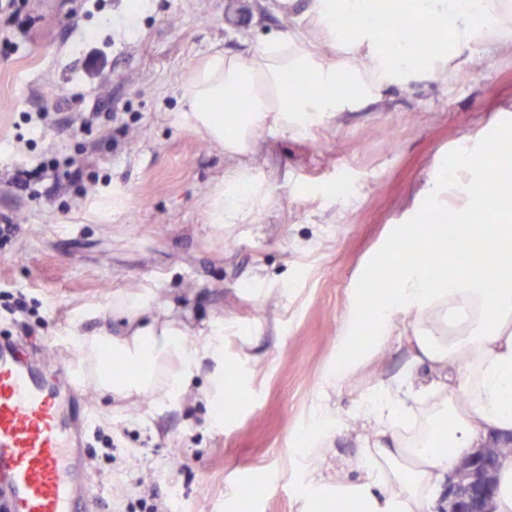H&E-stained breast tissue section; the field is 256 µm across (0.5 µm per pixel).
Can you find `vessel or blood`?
<instances>
[{"mask_svg":"<svg viewBox=\"0 0 512 512\" xmlns=\"http://www.w3.org/2000/svg\"><path fill=\"white\" fill-rule=\"evenodd\" d=\"M80 378L23 363L0 346V483L9 512H98V490L77 468L86 406Z\"/></svg>","mask_w":512,"mask_h":512,"instance_id":"obj_1","label":"vessel or blood"}]
</instances>
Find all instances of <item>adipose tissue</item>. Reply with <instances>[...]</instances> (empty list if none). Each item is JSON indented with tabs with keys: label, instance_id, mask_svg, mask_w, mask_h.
Listing matches in <instances>:
<instances>
[{
	"label": "adipose tissue",
	"instance_id": "ef3b65f1",
	"mask_svg": "<svg viewBox=\"0 0 512 512\" xmlns=\"http://www.w3.org/2000/svg\"><path fill=\"white\" fill-rule=\"evenodd\" d=\"M289 23L305 24L302 41L287 37L269 42L249 57L215 53L190 80L189 117L231 154L248 150L258 124L272 120L288 128L303 119L320 120L357 106L352 95L332 91L350 77L361 80L365 94L378 96L385 83H406L418 68L416 56L400 43H384L375 17L390 8L391 0H313L296 12L297 0H278ZM496 0H414L418 16L448 21L455 55L473 53L479 17H496ZM354 12L367 22L353 32L337 30V11ZM338 48L336 61L321 63L316 49ZM247 97L251 106L233 126L225 125L218 108ZM512 148V140L467 139L435 166L420 191V205L451 210L458 227L471 222L475 189L512 197V176L493 177L489 156ZM260 202V192L246 168L224 176V184L210 200V220L238 224ZM386 285L369 299L356 298L336 346V360L327 375L331 386L377 356L390 336L405 339L404 372L374 387L367 415L379 427L366 440L360 475L353 480L311 479L303 492V512H348L359 502L364 512H425L436 505L462 460L475 449L489 448L494 438L512 437V279L482 267L464 270L449 279L436 278L417 263L399 262L384 267ZM144 302L128 306L138 325L131 335L102 331L83 337L85 359L101 363L106 354L138 368L135 378H95L97 389L118 397L141 395L157 381L150 362L167 360L165 384L175 397L193 377L197 357L186 347L183 331L172 322L142 319ZM427 372L428 382L417 380ZM449 420L444 439L436 427Z\"/></svg>",
	"mask_w": 512,
	"mask_h": 512
}]
</instances>
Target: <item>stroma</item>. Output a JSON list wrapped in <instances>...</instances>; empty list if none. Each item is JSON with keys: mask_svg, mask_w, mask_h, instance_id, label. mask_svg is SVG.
<instances>
[{"mask_svg": "<svg viewBox=\"0 0 512 512\" xmlns=\"http://www.w3.org/2000/svg\"><path fill=\"white\" fill-rule=\"evenodd\" d=\"M269 0H18L22 30L0 47V341L38 340L46 362L83 363L73 337L107 328L130 335L120 313L134 299L173 319L197 370L178 399L152 391L100 395L84 465L103 512H238L254 480L271 481L251 512H299L305 479L295 454L313 405L328 400L350 426L321 450L322 472L357 477L375 430L369 386L397 374L405 350L379 358L338 389L326 375L342 318L386 256L402 257L395 224L433 220L413 207L437 162L464 138L512 131V54L479 29L478 84L456 61L385 85L353 112L285 129L261 123L230 157L187 118L193 72L215 51L246 56L287 31ZM70 164L82 177L12 185L16 169ZM246 167L265 203L240 224H213L209 201L230 166ZM346 184L347 197L336 195ZM23 304L26 328L9 307ZM224 324V360L204 355ZM234 363L233 411L213 409V381Z\"/></svg>", "mask_w": 512, "mask_h": 512, "instance_id": "1", "label": "stroma"}]
</instances>
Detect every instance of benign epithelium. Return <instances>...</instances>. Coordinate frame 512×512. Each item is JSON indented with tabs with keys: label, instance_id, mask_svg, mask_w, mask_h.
I'll return each mask as SVG.
<instances>
[{
	"label": "benign epithelium",
	"instance_id": "obj_1",
	"mask_svg": "<svg viewBox=\"0 0 512 512\" xmlns=\"http://www.w3.org/2000/svg\"><path fill=\"white\" fill-rule=\"evenodd\" d=\"M495 452V448H483L470 457L466 467L458 470L456 481L449 484L445 492L448 512H474L471 506L475 498L480 502V512H490L486 507L488 478L496 461L490 459L489 455Z\"/></svg>",
	"mask_w": 512,
	"mask_h": 512
}]
</instances>
